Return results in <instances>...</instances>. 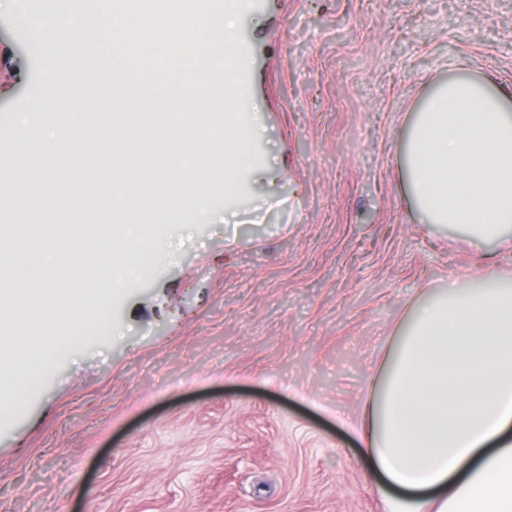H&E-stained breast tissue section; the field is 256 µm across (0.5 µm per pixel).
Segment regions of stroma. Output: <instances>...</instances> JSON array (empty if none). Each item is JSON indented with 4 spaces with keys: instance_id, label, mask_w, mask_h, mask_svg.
Listing matches in <instances>:
<instances>
[{
    "instance_id": "stroma-1",
    "label": "stroma",
    "mask_w": 512,
    "mask_h": 512,
    "mask_svg": "<svg viewBox=\"0 0 512 512\" xmlns=\"http://www.w3.org/2000/svg\"><path fill=\"white\" fill-rule=\"evenodd\" d=\"M66 0H0V312L52 276L72 321L0 423V512H387L354 429L402 315L449 277H512V254L425 224L397 157L410 117L459 70L512 90V0H254L238 29L265 126L232 205L223 190L156 222L121 288L97 277L76 196L49 217L18 178L56 138L42 67L71 89Z\"/></svg>"
}]
</instances>
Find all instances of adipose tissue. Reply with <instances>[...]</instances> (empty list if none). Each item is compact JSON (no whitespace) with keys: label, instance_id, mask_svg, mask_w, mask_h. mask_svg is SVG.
Returning a JSON list of instances; mask_svg holds the SVG:
<instances>
[{"label":"adipose tissue","instance_id":"obj_1","mask_svg":"<svg viewBox=\"0 0 512 512\" xmlns=\"http://www.w3.org/2000/svg\"><path fill=\"white\" fill-rule=\"evenodd\" d=\"M399 163L426 223L512 249L511 96L465 71L436 83ZM70 301L50 291L34 312L45 336L1 347L0 378L27 377ZM360 431L390 512H512V282L452 278L415 303L370 379Z\"/></svg>","mask_w":512,"mask_h":512}]
</instances>
